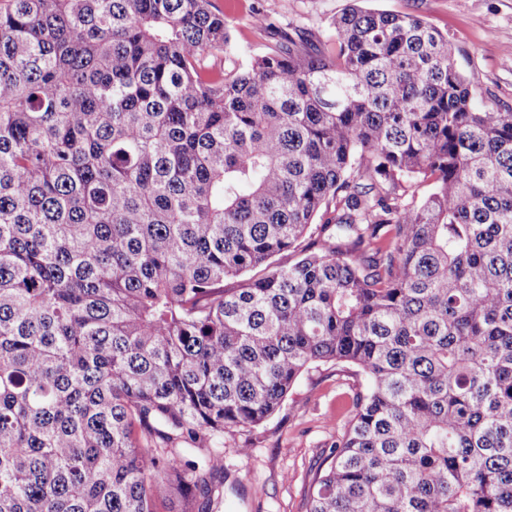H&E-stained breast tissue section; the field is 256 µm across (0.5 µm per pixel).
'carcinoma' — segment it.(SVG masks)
Returning <instances> with one entry per match:
<instances>
[{"mask_svg":"<svg viewBox=\"0 0 512 512\" xmlns=\"http://www.w3.org/2000/svg\"><path fill=\"white\" fill-rule=\"evenodd\" d=\"M359 2L228 68L212 0L0 11V512L209 504L321 363L366 385L308 512H512V111Z\"/></svg>","mask_w":512,"mask_h":512,"instance_id":"cac0c4a2","label":"carcinoma"}]
</instances>
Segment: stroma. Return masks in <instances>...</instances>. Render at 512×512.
Listing matches in <instances>:
<instances>
[{"label": "stroma", "instance_id": "obj_1", "mask_svg": "<svg viewBox=\"0 0 512 512\" xmlns=\"http://www.w3.org/2000/svg\"><path fill=\"white\" fill-rule=\"evenodd\" d=\"M228 21L230 43L216 64L244 62L267 50L269 39L252 24L259 8L278 28L310 32L332 50L333 17L349 0H214ZM370 8L418 15L447 32L454 62L472 84L477 106L512 109V0H370ZM356 368L331 364L306 372L287 400L262 425L225 434L224 481L212 512H307L318 466L344 431L355 391Z\"/></svg>", "mask_w": 512, "mask_h": 512}]
</instances>
